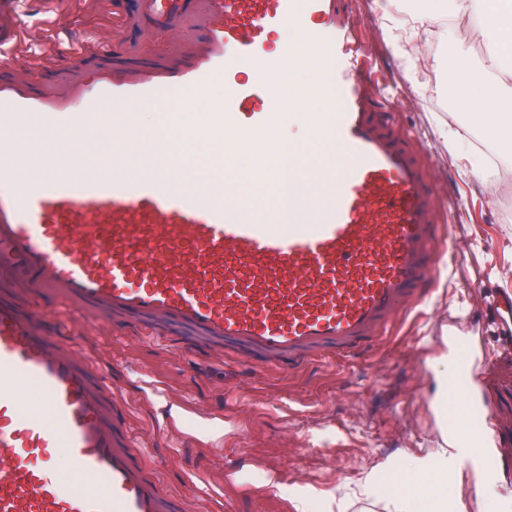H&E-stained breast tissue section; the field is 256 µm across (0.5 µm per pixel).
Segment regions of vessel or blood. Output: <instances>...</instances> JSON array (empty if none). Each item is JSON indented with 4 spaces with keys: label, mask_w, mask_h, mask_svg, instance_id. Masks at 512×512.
<instances>
[{
    "label": "vessel or blood",
    "mask_w": 512,
    "mask_h": 512,
    "mask_svg": "<svg viewBox=\"0 0 512 512\" xmlns=\"http://www.w3.org/2000/svg\"><path fill=\"white\" fill-rule=\"evenodd\" d=\"M113 28L150 35L127 58L111 36L68 49L72 73L24 67L20 0H0V512H181L143 459L124 406L100 363L79 346L92 314L113 334L173 341L185 357L220 358L231 347L247 368L295 370L369 350L438 279L441 219L428 167L393 130V109L372 77L353 21L337 0H101ZM304 19L336 80L310 126L336 143L340 168L317 172L307 199L294 170L280 206L256 205L223 180L185 177L168 146L141 140L144 91L158 100L194 92L207 119L196 132L268 142L292 74L290 50L272 35ZM255 61L242 76L229 59ZM224 96L209 99L216 78ZM33 126L72 142L68 158L28 156ZM85 129L91 140L80 139ZM72 307L77 321L59 309ZM500 345L512 348V291L495 298ZM458 362L450 396L458 419L448 445L489 477L490 410L472 385V346L449 341ZM42 405L32 412L27 388ZM192 405L167 412L186 447L200 446ZM63 450L68 469L55 452Z\"/></svg>",
    "instance_id": "obj_1"
}]
</instances>
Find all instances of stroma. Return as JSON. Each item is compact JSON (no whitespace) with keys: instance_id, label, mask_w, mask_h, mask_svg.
Returning <instances> with one entry per match:
<instances>
[{"instance_id":"stroma-1","label":"stroma","mask_w":512,"mask_h":512,"mask_svg":"<svg viewBox=\"0 0 512 512\" xmlns=\"http://www.w3.org/2000/svg\"><path fill=\"white\" fill-rule=\"evenodd\" d=\"M406 0H340L360 28L365 49L382 63L381 79L396 82V129L428 166L449 222L440 247V275L431 302L400 319L364 355L317 362L292 372L247 370L231 360L199 362L140 336H112L87 327L89 356L104 352L112 388L147 447V460L189 512H512V471L485 479L464 468L459 478L434 469L444 454L440 427L448 408L442 386L452 360L438 336L449 317L482 310L477 335L483 358L474 378L492 402L494 449L512 456V353L500 349L493 299L512 290V219L497 185L477 182L479 156H450L449 138L464 117L438 109V65L456 52H436L415 25L404 52L394 27L407 21ZM24 37L58 48L84 40L112 16L96 0H24ZM204 405L223 429L202 427V446L154 448L162 405ZM223 437L222 451L207 446ZM246 460L244 474L232 463Z\"/></svg>"}]
</instances>
